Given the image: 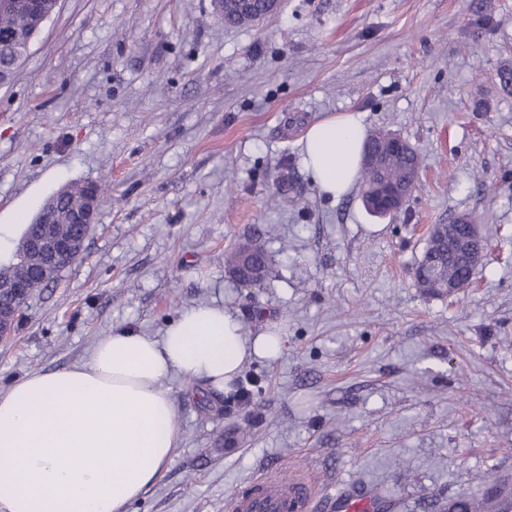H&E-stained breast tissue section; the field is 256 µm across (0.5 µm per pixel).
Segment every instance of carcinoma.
Wrapping results in <instances>:
<instances>
[{"instance_id":"cac0c4a2","label":"carcinoma","mask_w":512,"mask_h":512,"mask_svg":"<svg viewBox=\"0 0 512 512\" xmlns=\"http://www.w3.org/2000/svg\"><path fill=\"white\" fill-rule=\"evenodd\" d=\"M57 8V0H43L40 13L34 15L22 7L13 4V0L0 3V73L20 66L28 55L30 45L26 31L43 25ZM386 134L379 131L366 136V141L372 144L381 156V162L368 169L361 168L360 186L364 208L371 215L382 217L389 210L390 201L396 191L397 184L407 176L420 169V157L414 147L405 139L397 142L400 151L392 152L390 145L382 143ZM85 185L65 184L51 195L50 203L59 218L65 217L72 208V197L84 193ZM435 233L427 239L422 258L418 262L419 269L425 271L423 281L417 287L423 292L434 294L436 290L428 286L429 281L447 276L457 279L468 278L477 271L465 267L459 258L448 256V240L461 239L470 233V221L462 218L451 224L434 225ZM35 231L34 225H25L20 238L17 240L10 258L0 261V282H7L24 276L33 281L32 291L42 288L38 284L37 264L29 259V255L19 258L18 254L26 240ZM243 253L255 258L260 268L268 269L270 258L266 248V239L257 234L246 237L236 243L224 254L225 266L234 265L238 256ZM439 512H479L477 497L462 492L450 497L439 504Z\"/></svg>"}]
</instances>
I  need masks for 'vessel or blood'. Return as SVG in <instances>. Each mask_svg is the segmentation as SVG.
Wrapping results in <instances>:
<instances>
[{
	"instance_id": "b4317fda",
	"label": "vessel or blood",
	"mask_w": 512,
	"mask_h": 512,
	"mask_svg": "<svg viewBox=\"0 0 512 512\" xmlns=\"http://www.w3.org/2000/svg\"><path fill=\"white\" fill-rule=\"evenodd\" d=\"M329 512H384L380 495L373 490L344 488L319 501L315 482L306 475L285 476L270 467L253 477L243 493L229 496L225 512H314L317 504Z\"/></svg>"
}]
</instances>
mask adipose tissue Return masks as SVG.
I'll list each match as a JSON object with an SVG mask.
<instances>
[{
	"mask_svg": "<svg viewBox=\"0 0 512 512\" xmlns=\"http://www.w3.org/2000/svg\"><path fill=\"white\" fill-rule=\"evenodd\" d=\"M364 129L352 112L313 124L306 166L338 198L358 181ZM276 327L246 332L223 308L185 311L155 339L123 330L62 370L0 389V512H128L158 481L181 441L166 379L230 390L245 361L282 354Z\"/></svg>",
	"mask_w": 512,
	"mask_h": 512,
	"instance_id": "ef3b65f1",
	"label": "adipose tissue"
}]
</instances>
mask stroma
Here are the masks:
<instances>
[{
  "label": "stroma",
  "instance_id": "stroma-1",
  "mask_svg": "<svg viewBox=\"0 0 512 512\" xmlns=\"http://www.w3.org/2000/svg\"><path fill=\"white\" fill-rule=\"evenodd\" d=\"M512 0H282L228 28L211 0H58L0 86V227L18 239L69 182L106 189L82 257L0 342V389L67 368L115 330L161 337L217 304L286 348L244 364L247 401L167 380L181 444L129 512H224L274 463L325 495L378 488L437 512L512 477ZM340 112L421 155L393 217L305 169L306 130ZM473 217L472 288L431 296L432 224ZM273 224L271 272L237 286L224 253Z\"/></svg>",
  "mask_w": 512,
  "mask_h": 512
}]
</instances>
